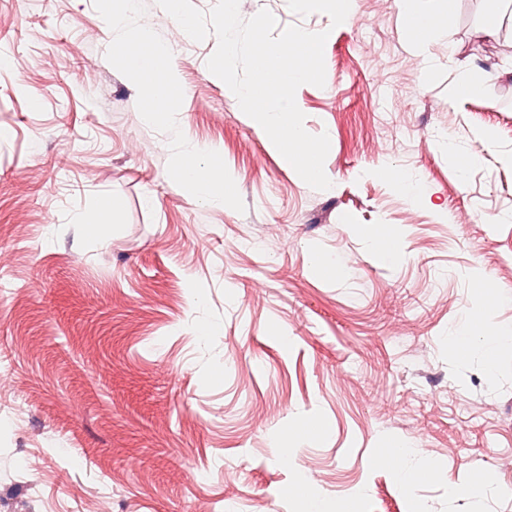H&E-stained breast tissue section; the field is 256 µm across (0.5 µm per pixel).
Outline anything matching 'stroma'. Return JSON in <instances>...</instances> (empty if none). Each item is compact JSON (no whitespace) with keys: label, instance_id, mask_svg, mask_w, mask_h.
I'll return each instance as SVG.
<instances>
[{"label":"stroma","instance_id":"stroma-1","mask_svg":"<svg viewBox=\"0 0 512 512\" xmlns=\"http://www.w3.org/2000/svg\"><path fill=\"white\" fill-rule=\"evenodd\" d=\"M423 8L239 0L332 32L318 191L156 0H0V512H512V0ZM143 27L170 81L125 64ZM186 143L225 208L171 181Z\"/></svg>","mask_w":512,"mask_h":512}]
</instances>
